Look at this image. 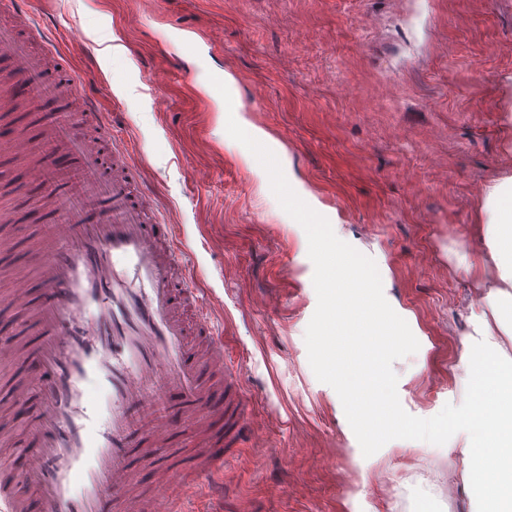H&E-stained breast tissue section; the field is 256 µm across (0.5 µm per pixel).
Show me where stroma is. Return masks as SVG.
Instances as JSON below:
<instances>
[{"mask_svg": "<svg viewBox=\"0 0 512 512\" xmlns=\"http://www.w3.org/2000/svg\"><path fill=\"white\" fill-rule=\"evenodd\" d=\"M0 24L35 50L56 43L57 75L92 74L102 136L129 152L189 283L209 291L224 364L265 438L225 461L223 512H421L427 489L438 512H468L465 433L437 457L416 440L363 456L309 364L304 229L236 151L224 100L198 79L155 77L183 57L231 81L236 121L280 144L292 189L375 261L420 343L393 364L401 405L429 418L463 402L467 335L488 310L460 264L483 248L471 229L488 220L490 187L512 182V0H17ZM108 39L119 55H101ZM0 170L19 216L11 257L30 265L47 227L25 216L41 190L1 157Z\"/></svg>", "mask_w": 512, "mask_h": 512, "instance_id": "1", "label": "stroma"}]
</instances>
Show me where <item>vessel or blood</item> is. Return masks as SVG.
<instances>
[{
    "label": "vessel or blood",
    "instance_id": "b4317fda",
    "mask_svg": "<svg viewBox=\"0 0 512 512\" xmlns=\"http://www.w3.org/2000/svg\"><path fill=\"white\" fill-rule=\"evenodd\" d=\"M10 70L0 82V118L17 100H49L36 111L41 138L15 137L14 156L36 154L30 179L44 190L48 235L37 246L36 284L11 269L19 288L0 310L23 313L40 338L0 339V368H22L12 396L32 424L0 426V446L25 457L22 472L0 467V512H185L209 489L250 430V395L224 372V336L203 309L200 288L179 275L178 244L125 161L104 174L87 131L103 114L89 77L48 79L28 46L0 28ZM192 429L195 453L175 465L173 438ZM155 492L142 497L136 469Z\"/></svg>",
    "mask_w": 512,
    "mask_h": 512
}]
</instances>
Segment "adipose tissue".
Returning <instances> with one entry per match:
<instances>
[{
    "mask_svg": "<svg viewBox=\"0 0 512 512\" xmlns=\"http://www.w3.org/2000/svg\"><path fill=\"white\" fill-rule=\"evenodd\" d=\"M487 223L474 225L472 232L485 243V251L466 261L464 270L478 275L486 263H494L500 279L488 288L485 299L491 306L489 317L477 324L476 335L470 338V354L467 368L472 390H483L492 378L502 384L512 383V363L503 359L504 350L499 341L504 334L505 311L512 307V245H505L506 237L512 236V226L499 223L500 210L512 207V190L493 187L488 196ZM463 469L461 481L470 499L469 512H512V497L504 496L488 484L486 476L498 466L496 451L488 444L464 445L460 450Z\"/></svg>",
    "mask_w": 512,
    "mask_h": 512,
    "instance_id": "1",
    "label": "adipose tissue"
}]
</instances>
